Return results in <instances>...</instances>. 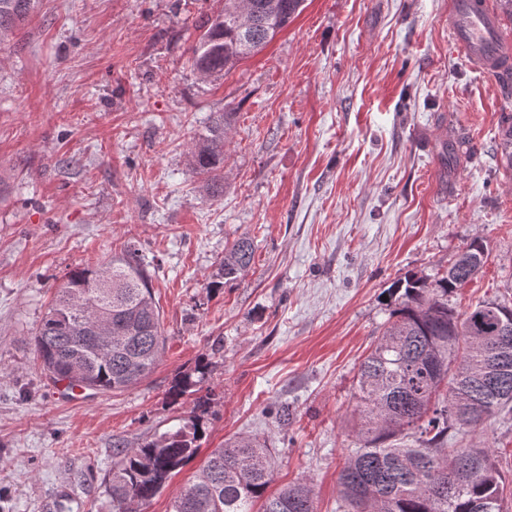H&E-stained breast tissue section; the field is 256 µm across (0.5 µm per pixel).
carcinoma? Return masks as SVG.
<instances>
[{"instance_id": "obj_1", "label": "carcinoma", "mask_w": 512, "mask_h": 512, "mask_svg": "<svg viewBox=\"0 0 512 512\" xmlns=\"http://www.w3.org/2000/svg\"><path fill=\"white\" fill-rule=\"evenodd\" d=\"M36 0H0V38L21 24ZM303 0H224L208 16L192 47L191 63L208 77L229 72L258 52L298 15ZM228 112L211 113L188 153L192 171L212 198L224 196V134ZM251 239L224 249L212 288L223 287L252 263ZM484 240L471 239L441 277L407 276L390 289L396 306L358 372L365 414L361 445L344 463L337 483L345 512H509L506 478L490 448H453L449 437L496 411H512V302L484 300L463 313L448 295L474 279L487 262ZM33 341L43 370L94 394L122 392L147 377L165 343L160 309L136 250L103 267L72 271L57 287ZM178 376L177 399L205 380ZM498 373L506 395L484 381ZM203 431L195 420L137 446L112 449V512H135L153 499L173 472L191 461ZM274 465L266 445L229 439L211 450L195 480L170 512H315L313 490L292 483L268 492Z\"/></svg>"}]
</instances>
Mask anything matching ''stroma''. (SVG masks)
<instances>
[{"label": "stroma", "instance_id": "obj_1", "mask_svg": "<svg viewBox=\"0 0 512 512\" xmlns=\"http://www.w3.org/2000/svg\"><path fill=\"white\" fill-rule=\"evenodd\" d=\"M223 6L40 0L0 38V512H111L113 446L192 413L198 455L143 512H170L236 436L266 441L274 487L307 483L317 512H343L358 369L390 285L436 278L479 237L488 261L449 306L512 298V91L452 50L448 0H305L260 52L205 78L189 49ZM213 112L230 115L219 201L187 162ZM243 235L250 267L211 288ZM129 247L160 307L161 357L125 391H64L32 333L72 270ZM202 356L208 404L171 401ZM452 442L497 449L512 481V412Z\"/></svg>", "mask_w": 512, "mask_h": 512}]
</instances>
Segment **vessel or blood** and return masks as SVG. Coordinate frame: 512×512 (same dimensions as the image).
<instances>
[{
    "mask_svg": "<svg viewBox=\"0 0 512 512\" xmlns=\"http://www.w3.org/2000/svg\"><path fill=\"white\" fill-rule=\"evenodd\" d=\"M448 31L473 68L496 78L512 73V47L500 37L499 19L489 0H450Z\"/></svg>",
    "mask_w": 512,
    "mask_h": 512,
    "instance_id": "1",
    "label": "vessel or blood"
}]
</instances>
